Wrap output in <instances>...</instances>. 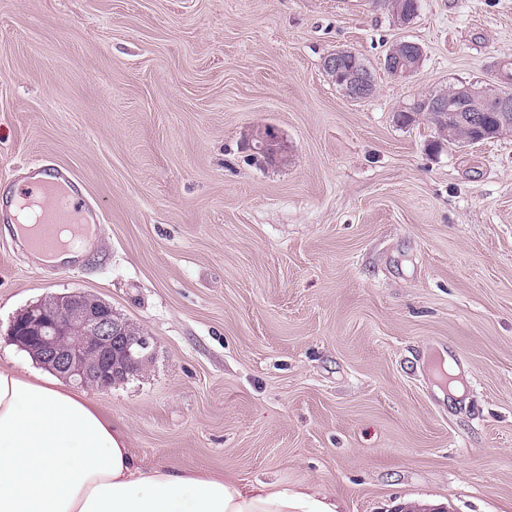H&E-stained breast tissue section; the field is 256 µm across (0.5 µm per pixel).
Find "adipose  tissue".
Segmentation results:
<instances>
[{
    "label": "adipose tissue",
    "mask_w": 512,
    "mask_h": 512,
    "mask_svg": "<svg viewBox=\"0 0 512 512\" xmlns=\"http://www.w3.org/2000/svg\"><path fill=\"white\" fill-rule=\"evenodd\" d=\"M0 512H338L313 486L145 466L85 393L0 367Z\"/></svg>",
    "instance_id": "adipose-tissue-1"
}]
</instances>
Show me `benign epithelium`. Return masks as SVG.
Listing matches in <instances>:
<instances>
[{"label": "benign epithelium", "instance_id": "benign-epithelium-1", "mask_svg": "<svg viewBox=\"0 0 512 512\" xmlns=\"http://www.w3.org/2000/svg\"><path fill=\"white\" fill-rule=\"evenodd\" d=\"M355 53L336 51L324 60L327 75L336 78L341 65ZM384 68L395 77L412 72L397 49L387 52ZM345 94L360 100L371 94V82L360 71L351 73ZM456 93L478 102L473 112L456 119L476 129L470 142L481 141L478 113L497 112L512 127V97L491 95L466 85ZM254 149L270 162L282 161V148L275 132L264 126L251 129ZM9 336L20 348L41 360L53 373L80 386L108 388L112 383L139 371L152 355L153 337L132 331V324L116 314L105 300L84 292L46 297L25 309L12 322Z\"/></svg>", "mask_w": 512, "mask_h": 512}]
</instances>
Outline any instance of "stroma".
I'll use <instances>...</instances> for the list:
<instances>
[{
	"mask_svg": "<svg viewBox=\"0 0 512 512\" xmlns=\"http://www.w3.org/2000/svg\"><path fill=\"white\" fill-rule=\"evenodd\" d=\"M423 48L397 78L396 43ZM364 58L352 100L323 68ZM512 0H0V197L70 168L103 216L63 264L0 222V366L21 311L82 291L155 339L87 396L137 460L314 485L340 512H512V133L397 114L504 89ZM273 126L283 161L247 135ZM449 356L464 392L433 366ZM350 57H356V54L349 51H336L327 56L323 64V68L327 75H329L332 80H335L336 75L341 70V65ZM355 65L358 69H361L366 73H370L367 64L359 56L356 57ZM343 67L348 70L351 69L353 67L352 60L346 61ZM336 85L352 100L364 99L371 94V82L360 71L350 73L344 88L339 83H336Z\"/></svg>",
	"mask_w": 512,
	"mask_h": 512,
	"instance_id": "35a3bbf8",
	"label": "stroma"
}]
</instances>
